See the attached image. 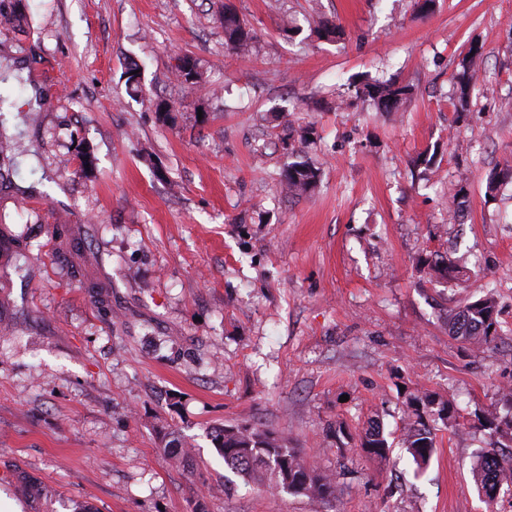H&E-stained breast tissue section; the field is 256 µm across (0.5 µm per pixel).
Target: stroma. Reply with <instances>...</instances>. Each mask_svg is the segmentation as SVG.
Wrapping results in <instances>:
<instances>
[{"label":"stroma","mask_w":512,"mask_h":512,"mask_svg":"<svg viewBox=\"0 0 512 512\" xmlns=\"http://www.w3.org/2000/svg\"><path fill=\"white\" fill-rule=\"evenodd\" d=\"M0 7L16 16L0 32V512H512L470 472L483 448L512 454L477 420L512 387V183H487L512 165V0ZM227 11L248 52L225 47ZM474 44L462 114L453 73ZM187 57L198 84L177 79ZM132 64L145 97L126 92ZM364 73L413 94L380 111L344 89ZM300 160L321 182L291 196ZM451 250L466 283L426 271ZM488 285L501 338L478 351L448 312ZM425 391L458 413L426 469L357 448L373 419L400 438ZM245 422L334 475L336 497L228 468L211 434ZM170 432L186 461L164 453Z\"/></svg>","instance_id":"35a3bbf8"}]
</instances>
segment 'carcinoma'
Here are the masks:
<instances>
[{
  "label": "carcinoma",
  "mask_w": 512,
  "mask_h": 512,
  "mask_svg": "<svg viewBox=\"0 0 512 512\" xmlns=\"http://www.w3.org/2000/svg\"><path fill=\"white\" fill-rule=\"evenodd\" d=\"M252 40L251 32L239 17L224 15V44L230 49L245 50ZM473 55H465L454 75L458 87L457 110L463 112L469 105L470 91L478 80L477 59L480 48L473 47ZM357 95L373 101L380 110L392 112L412 94L408 85H397L379 79L365 80L355 85ZM319 170L306 161L288 165L282 173V185L288 193L306 194L319 182ZM434 267L450 280L463 281L467 277V261L447 253L438 256ZM448 328L453 336L469 347L480 350L496 344L500 336L497 302L492 290L468 301L448 314ZM502 404L508 413L497 411L483 415L481 426L499 433L501 426L512 430V390L502 392ZM407 422L403 444L418 469L429 464L436 448V425L448 424L451 405L430 393L413 394L407 399ZM212 441L224 463L251 480L268 478L272 486L282 492L303 494L321 501L336 497V477L311 468L295 448L270 430L250 424L227 426L215 432ZM393 443L389 442L380 423L368 422L359 438V448L367 455L385 460ZM473 478L483 495L492 500L504 485L512 486V456H504L496 448H485L473 467Z\"/></svg>",
  "instance_id": "obj_1"
}]
</instances>
